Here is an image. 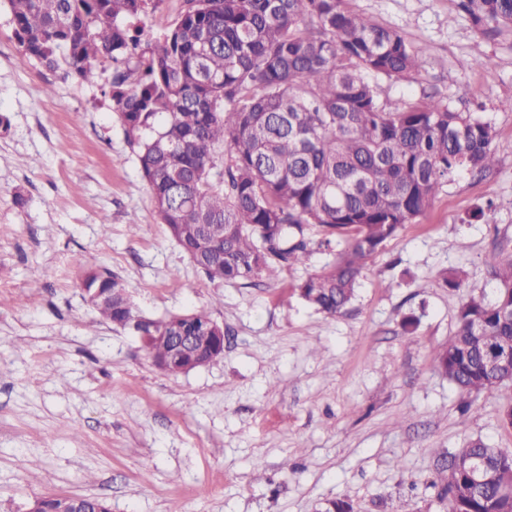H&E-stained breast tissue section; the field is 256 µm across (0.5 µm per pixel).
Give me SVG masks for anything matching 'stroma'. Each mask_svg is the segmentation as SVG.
Returning a JSON list of instances; mask_svg holds the SVG:
<instances>
[{"instance_id":"1","label":"stroma","mask_w":512,"mask_h":512,"mask_svg":"<svg viewBox=\"0 0 512 512\" xmlns=\"http://www.w3.org/2000/svg\"><path fill=\"white\" fill-rule=\"evenodd\" d=\"M346 6L424 55L410 79L378 78L382 98L478 113L498 163L445 186L330 318L294 287L335 253L312 250L258 286L197 270L112 110L114 65L88 83L63 61L20 63L0 0V512L44 496L100 497L112 512H320L336 498L355 512H445L433 484L444 458L474 439L512 450L499 418L512 384L471 394L465 412L433 362L470 296L495 298L491 257H512V34H481L458 0ZM80 254L118 275L146 316L209 307L223 356L157 369L139 336L85 302ZM444 269L464 272V286H446Z\"/></svg>"}]
</instances>
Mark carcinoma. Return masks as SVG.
<instances>
[{"instance_id":"obj_1","label":"carcinoma","mask_w":512,"mask_h":512,"mask_svg":"<svg viewBox=\"0 0 512 512\" xmlns=\"http://www.w3.org/2000/svg\"><path fill=\"white\" fill-rule=\"evenodd\" d=\"M20 60L48 67L64 55L86 82L106 58L112 110L136 154L170 237L211 280L278 279L319 245L336 262L294 292L328 317L355 297L368 261L425 215L462 172L496 166L494 127L432 99L390 104L373 78L405 79L423 54L345 0H184L160 36L141 45L151 0H7ZM484 33L512 32V0H460ZM84 300L115 328L143 332V348L170 374L192 370L169 336L206 340L204 308L147 318L122 280L76 258ZM497 299L471 297L434 355L461 396L512 382V259L496 262ZM446 512H512V452L470 441L439 469Z\"/></svg>"}]
</instances>
